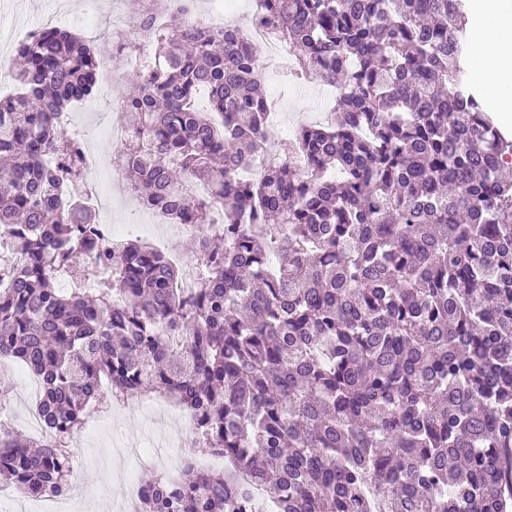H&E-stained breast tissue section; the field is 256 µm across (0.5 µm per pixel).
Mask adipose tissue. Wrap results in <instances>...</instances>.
<instances>
[{
	"mask_svg": "<svg viewBox=\"0 0 512 512\" xmlns=\"http://www.w3.org/2000/svg\"><path fill=\"white\" fill-rule=\"evenodd\" d=\"M483 18L474 45L477 74L490 93L512 91V0H475Z\"/></svg>",
	"mask_w": 512,
	"mask_h": 512,
	"instance_id": "ef3b65f1",
	"label": "adipose tissue"
}]
</instances>
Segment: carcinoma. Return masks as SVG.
<instances>
[{
  "mask_svg": "<svg viewBox=\"0 0 512 512\" xmlns=\"http://www.w3.org/2000/svg\"><path fill=\"white\" fill-rule=\"evenodd\" d=\"M122 95L130 190L194 224L197 287L139 240L111 248L77 191L62 114L100 52L56 26L16 47L0 100V357L40 377L46 435L0 431V485L67 494L68 441L102 380L186 410L223 472L157 473L137 512H243L246 472L276 512H507L512 479V140L464 80V0H259L296 72L331 80L328 123L269 147L258 44L233 26L159 27ZM137 41L112 33L128 58ZM206 91L209 108L196 107ZM188 182L211 183L203 200ZM82 267L72 286L58 278Z\"/></svg>",
  "mask_w": 512,
  "mask_h": 512,
  "instance_id": "cac0c4a2",
  "label": "carcinoma"
}]
</instances>
